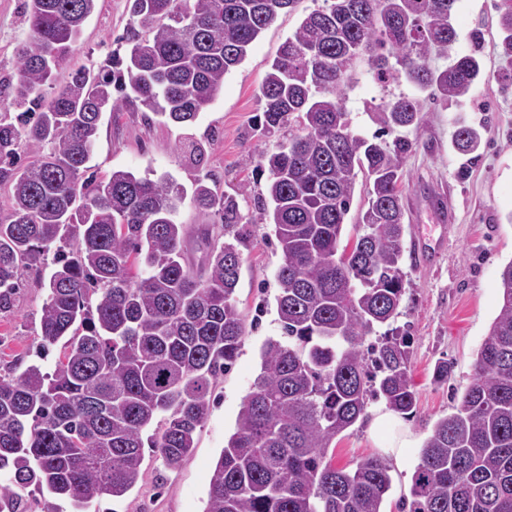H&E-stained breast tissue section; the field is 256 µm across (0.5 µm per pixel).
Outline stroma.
Instances as JSON below:
<instances>
[{
  "mask_svg": "<svg viewBox=\"0 0 512 512\" xmlns=\"http://www.w3.org/2000/svg\"><path fill=\"white\" fill-rule=\"evenodd\" d=\"M23 0H0V78L14 74L16 49L27 41L29 30L22 16ZM126 0H99L67 64L59 70L65 82L72 68L99 67L121 49L117 41L129 21ZM323 0H297L290 12L281 13L250 46L244 61L225 76L224 86L188 132L211 135L202 168L191 165L180 148L183 130L159 116L143 120L137 112H104L99 138L90 161L104 177L129 170L152 180L171 177L185 190L176 220L181 224L213 225V235L223 239L212 212L195 206L189 188L197 171L211 172L219 190L249 184L264 191L266 176L257 174L252 156L272 147V139L257 132L261 105L259 88L284 40L301 18L321 7ZM497 0H457L454 25L460 40L455 49H469L468 34L483 29L484 75L473 92L450 102L431 104L421 131H408L414 147L406 158L403 205L406 231L402 269L406 292L395 324L407 331L411 346V375L417 391L416 408L405 418L411 435L399 454L384 453L386 431L372 428L376 401H369L363 417L336 438L332 459L350 467L363 457L384 458L392 487L383 512H402L411 502L412 476L420 452L435 423L452 411L453 398L468 387L480 345L496 318L501 302L500 271L512 261V86L493 79L500 63L493 51ZM403 81L376 83L358 67L346 94L352 129L370 137L378 130V107L389 98L411 93ZM478 127L480 148L471 154L455 150L451 140L460 125ZM449 225L440 236L438 225ZM234 297L242 312L246 332L232 369L212 390L214 402L191 456L167 465L156 449L144 448L142 475L125 495L94 500L86 512H204L211 472L236 429L245 396L261 372V347L282 336L278 321L275 279L282 263L281 248L271 225L257 224L246 247ZM46 298L35 276H26L12 311L0 313V371L17 358L41 361L52 370L61 345L50 346L38 359L42 343L39 321ZM452 372L447 381L434 378L441 360Z\"/></svg>",
  "mask_w": 512,
  "mask_h": 512,
  "instance_id": "stroma-1",
  "label": "stroma"
}]
</instances>
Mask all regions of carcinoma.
<instances>
[{
	"label": "carcinoma",
	"instance_id": "obj_1",
	"mask_svg": "<svg viewBox=\"0 0 512 512\" xmlns=\"http://www.w3.org/2000/svg\"><path fill=\"white\" fill-rule=\"evenodd\" d=\"M97 0H26L29 40L16 73L0 79L20 110L0 114V311L22 275L46 291V348L63 343L51 372L37 364L0 375V512H24L16 489L66 498L76 512L119 497L141 476L143 432L169 465L196 448L217 378L239 353L245 321L234 299L249 224H271L283 254L276 273L285 339L261 348V372L210 475L205 512H381L389 467L368 457L333 463L336 436L385 400L412 414L409 340L392 327L405 294L402 187L427 98L401 93L379 110L382 132L353 133L346 90L359 59L382 85L405 79L445 101L468 95L483 73V33L448 58L459 34L456 0H323L282 43L259 89L260 134L277 137L255 160L268 172L256 214L194 178L193 202L224 227L193 239L173 214L184 189L116 170L88 174L103 112H151L189 126L246 57L250 44L296 0H130L125 57L98 72H57ZM495 78L512 85V0H498ZM118 95H113V92ZM460 126L454 145L478 147ZM200 167L202 141L186 138ZM32 154L27 164L20 155ZM372 181L352 244L339 249L358 174ZM503 303L477 353L472 382L435 424L412 477L409 512H512V261L500 272ZM387 333L369 342L376 328Z\"/></svg>",
	"mask_w": 512,
	"mask_h": 512
}]
</instances>
